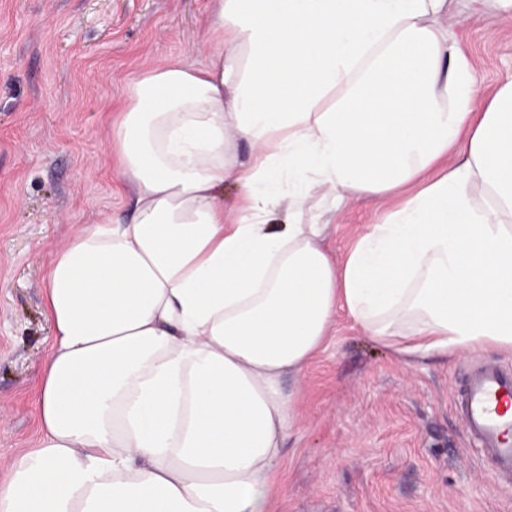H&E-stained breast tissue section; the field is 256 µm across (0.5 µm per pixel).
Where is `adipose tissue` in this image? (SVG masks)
Listing matches in <instances>:
<instances>
[{
	"label": "adipose tissue",
	"instance_id": "1",
	"mask_svg": "<svg viewBox=\"0 0 512 512\" xmlns=\"http://www.w3.org/2000/svg\"><path fill=\"white\" fill-rule=\"evenodd\" d=\"M110 148L133 213L51 261L0 512H271L340 308L408 362L512 350V81L484 93L448 0H212L203 60L131 81ZM395 194L335 260L320 211Z\"/></svg>",
	"mask_w": 512,
	"mask_h": 512
}]
</instances>
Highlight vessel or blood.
I'll use <instances>...</instances> for the list:
<instances>
[{
	"mask_svg": "<svg viewBox=\"0 0 512 512\" xmlns=\"http://www.w3.org/2000/svg\"><path fill=\"white\" fill-rule=\"evenodd\" d=\"M466 431L494 470L512 474V374L495 364L471 374L462 399Z\"/></svg>",
	"mask_w": 512,
	"mask_h": 512,
	"instance_id": "b4317fda",
	"label": "vessel or blood"
}]
</instances>
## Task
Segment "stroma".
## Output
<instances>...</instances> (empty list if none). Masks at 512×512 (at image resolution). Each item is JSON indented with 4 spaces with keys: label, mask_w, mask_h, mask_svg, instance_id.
Returning <instances> with one entry per match:
<instances>
[{
    "label": "stroma",
    "mask_w": 512,
    "mask_h": 512,
    "mask_svg": "<svg viewBox=\"0 0 512 512\" xmlns=\"http://www.w3.org/2000/svg\"><path fill=\"white\" fill-rule=\"evenodd\" d=\"M208 12L209 0H0V482L36 442L47 267L78 227L124 215L135 190L110 152L126 87L202 59ZM451 37L487 91L512 80V21L491 0ZM395 204L326 213L334 258ZM486 362L512 372V350L409 365L337 312L304 379L275 512H512V477L474 447L456 406L464 374Z\"/></svg>",
    "instance_id": "35a3bbf8"
}]
</instances>
